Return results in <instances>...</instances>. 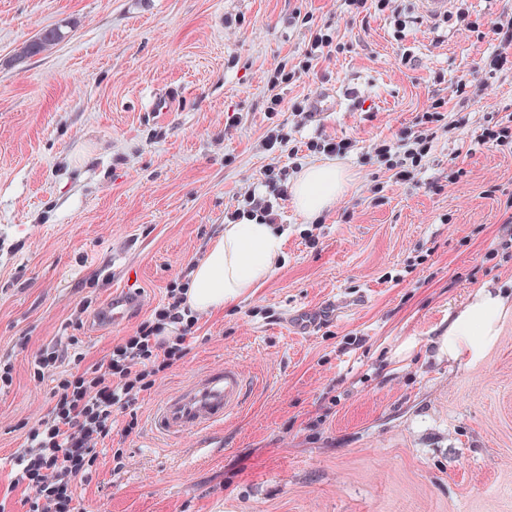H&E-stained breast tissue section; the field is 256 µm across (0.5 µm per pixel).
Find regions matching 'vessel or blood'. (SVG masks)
I'll list each match as a JSON object with an SVG mask.
<instances>
[{
  "instance_id": "b4317fda",
  "label": "vessel or blood",
  "mask_w": 512,
  "mask_h": 512,
  "mask_svg": "<svg viewBox=\"0 0 512 512\" xmlns=\"http://www.w3.org/2000/svg\"><path fill=\"white\" fill-rule=\"evenodd\" d=\"M139 296L113 293L104 317L122 322L139 309ZM255 385L233 364L211 366L162 399L153 409L149 426L156 438L170 441L190 433H207L235 419L246 408Z\"/></svg>"
}]
</instances>
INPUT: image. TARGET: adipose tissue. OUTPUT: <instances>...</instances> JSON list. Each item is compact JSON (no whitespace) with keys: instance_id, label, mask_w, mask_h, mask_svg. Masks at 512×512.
<instances>
[{"instance_id":"1","label":"adipose tissue","mask_w":512,"mask_h":512,"mask_svg":"<svg viewBox=\"0 0 512 512\" xmlns=\"http://www.w3.org/2000/svg\"><path fill=\"white\" fill-rule=\"evenodd\" d=\"M349 184L348 174L335 162L312 161L291 184V204L306 219L320 218L347 192ZM285 247V233L276 225L251 217L225 225L195 262L185 287L187 309L214 312L235 304L284 264ZM511 310L498 286L481 285L465 306L449 315L441 351L452 360L465 353L481 357L495 343L499 322Z\"/></svg>"}]
</instances>
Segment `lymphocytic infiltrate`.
<instances>
[{
    "mask_svg": "<svg viewBox=\"0 0 512 512\" xmlns=\"http://www.w3.org/2000/svg\"><path fill=\"white\" fill-rule=\"evenodd\" d=\"M446 101L433 99L400 136L402 159L379 145L393 179L399 184L415 181L423 157L439 133L447 131ZM286 170L268 169L260 186L248 189L244 198L252 217L276 223L278 209L289 197ZM197 316L188 314L180 286L167 289L162 307L136 330L122 337L103 355L84 365L81 372L58 371L75 335L54 337L34 356L33 379L55 374L53 404L38 423L29 428L20 448L9 457L8 491H21L22 512H78L73 487L92 468L98 444L112 433L119 414L133 409L142 392L151 390L174 364L183 359L198 331Z\"/></svg>",
    "mask_w": 512,
    "mask_h": 512,
    "instance_id": "f902f5d3",
    "label": "lymphocytic infiltrate"
}]
</instances>
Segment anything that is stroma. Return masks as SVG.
<instances>
[{"label": "stroma", "mask_w": 512, "mask_h": 512, "mask_svg": "<svg viewBox=\"0 0 512 512\" xmlns=\"http://www.w3.org/2000/svg\"><path fill=\"white\" fill-rule=\"evenodd\" d=\"M398 5L402 41L391 16L354 17L339 0H0V360L15 366L0 459L48 412L53 383L28 363L78 303H91L78 333L91 360L183 283L269 163L297 175L323 133L354 144L339 161L349 190L315 221L283 202L284 265L236 307L201 314L188 354L120 415L75 496L84 512H512V313L480 358L449 360L437 343L478 286L512 291L500 230L512 148L481 141L489 113H512V70L487 65L512 0H464L463 22ZM47 26L63 39L22 55ZM316 30L348 52L274 86ZM328 86L349 91L348 109L296 122L291 103ZM168 93L176 106L150 111ZM436 97L450 127L417 183L397 184L373 149ZM277 123L296 153L275 160L260 142ZM122 287L139 289L141 310L99 328ZM325 307L293 334L290 314ZM225 362L258 383L246 410L154 440L152 405Z\"/></svg>", "instance_id": "1"}]
</instances>
